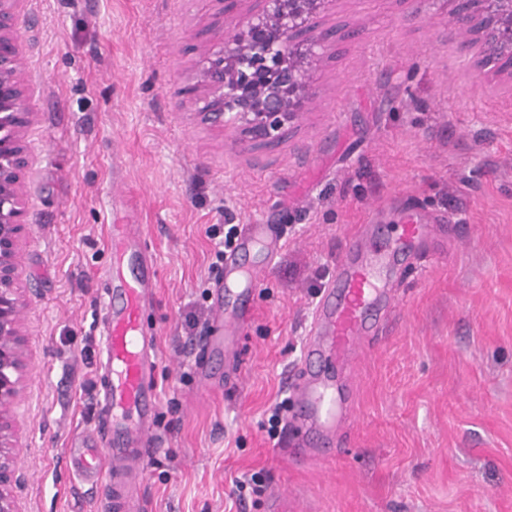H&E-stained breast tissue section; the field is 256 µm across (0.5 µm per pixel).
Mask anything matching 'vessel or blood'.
<instances>
[{
  "label": "vessel or blood",
  "instance_id": "b4317fda",
  "mask_svg": "<svg viewBox=\"0 0 512 512\" xmlns=\"http://www.w3.org/2000/svg\"><path fill=\"white\" fill-rule=\"evenodd\" d=\"M430 224H403L395 239L361 249L357 239L343 245L336 275L322 288L312 314L300 363L290 373L294 411L282 442L292 463L336 454V421L351 413L352 380L345 365L373 332L381 310L393 304L386 276L410 259L431 237ZM144 235L129 224L110 227L112 267L104 282L100 423L93 440L72 447L67 468L102 486L105 512H142L135 478L152 448L159 395L151 338L141 321L155 281L153 263L140 247ZM282 247L275 224L245 225L237 251L224 258V303L218 306L200 348L201 362L224 360V387L232 389L239 361L240 333L253 307L261 270L243 262L240 251L259 250L273 263Z\"/></svg>",
  "mask_w": 512,
  "mask_h": 512
}]
</instances>
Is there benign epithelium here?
I'll return each mask as SVG.
<instances>
[{
  "instance_id": "1",
  "label": "benign epithelium",
  "mask_w": 512,
  "mask_h": 512,
  "mask_svg": "<svg viewBox=\"0 0 512 512\" xmlns=\"http://www.w3.org/2000/svg\"><path fill=\"white\" fill-rule=\"evenodd\" d=\"M22 0H0V512H21L10 493L17 480L13 408L27 366L18 282V231L26 223L19 178L29 165L25 129L35 113L21 81ZM233 22L228 36L202 41L206 64L181 94L202 103L201 119L230 127L253 148L288 137L316 92L312 74L326 36L319 20L336 0H221ZM465 45L479 44L478 65L512 77V0H445Z\"/></svg>"
}]
</instances>
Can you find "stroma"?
<instances>
[{
	"mask_svg": "<svg viewBox=\"0 0 512 512\" xmlns=\"http://www.w3.org/2000/svg\"><path fill=\"white\" fill-rule=\"evenodd\" d=\"M219 0H23L33 162L20 175L28 366L14 412L23 512H103L69 471L92 435L108 227H142L157 277L143 310L156 361L144 512H512V78L461 50L445 0H338L298 130L265 150L203 123L180 90L203 64ZM415 217L425 256L350 370L344 452L293 468L271 437L289 405L319 291L344 237ZM278 224L284 248L242 331L233 389L195 352L229 227ZM260 474L262 494L234 483Z\"/></svg>",
	"mask_w": 512,
	"mask_h": 512,
	"instance_id": "stroma-1",
	"label": "stroma"
}]
</instances>
